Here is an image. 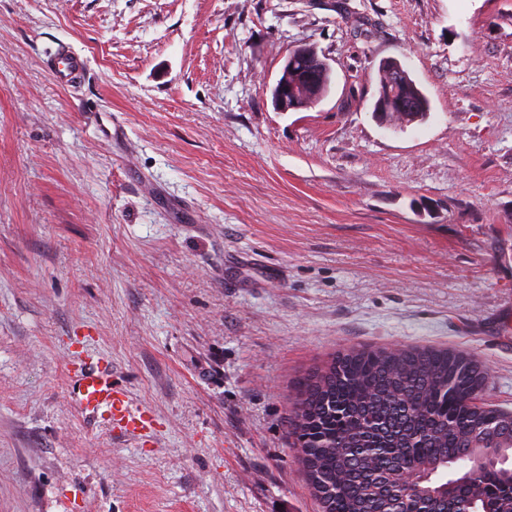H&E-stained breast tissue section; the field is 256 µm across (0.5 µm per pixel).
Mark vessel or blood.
<instances>
[{
    "label": "vessel or blood",
    "mask_w": 512,
    "mask_h": 512,
    "mask_svg": "<svg viewBox=\"0 0 512 512\" xmlns=\"http://www.w3.org/2000/svg\"><path fill=\"white\" fill-rule=\"evenodd\" d=\"M84 57L67 48H59L47 60V66L59 84L76 80L86 68ZM76 377L74 394L82 413L106 420L112 428L130 435H141L150 427L145 411L132 410L123 388L114 386L112 373L104 359L77 357L70 362Z\"/></svg>",
    "instance_id": "b4317fda"
}]
</instances>
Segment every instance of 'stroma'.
Returning a JSON list of instances; mask_svg holds the SVG:
<instances>
[{
	"mask_svg": "<svg viewBox=\"0 0 512 512\" xmlns=\"http://www.w3.org/2000/svg\"><path fill=\"white\" fill-rule=\"evenodd\" d=\"M301 44L331 85L281 112ZM391 346L512 410V0H0V512H319L297 382ZM81 353L151 437L81 413ZM314 57L310 54L308 48L305 45H300L293 49L286 58L285 64L282 68L281 74L278 77L275 85L272 88V95L275 105L283 112L290 110H297L305 106L313 105L318 102L325 93L328 91L329 82L326 83L324 89H322V83L324 76L330 74V67L327 63L324 55L319 54L317 50H314ZM300 66L301 71L305 74L302 76V81L307 83L288 84L294 82V75L289 74V70ZM316 70L321 74L320 88L314 89V92L309 91V85L315 81V77L312 76V71ZM285 73L284 78H282ZM87 60L69 48L61 47L47 59V66L60 85H68L85 70ZM380 72L386 84L383 95L392 98L398 90V85L409 82L408 71L397 60H385L380 64Z\"/></svg>",
	"mask_w": 512,
	"mask_h": 512,
	"instance_id": "35a3bbf8",
	"label": "stroma"
}]
</instances>
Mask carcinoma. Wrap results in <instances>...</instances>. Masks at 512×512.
I'll list each match as a JSON object with an SVG mask.
<instances>
[{
  "label": "carcinoma",
  "instance_id": "obj_1",
  "mask_svg": "<svg viewBox=\"0 0 512 512\" xmlns=\"http://www.w3.org/2000/svg\"><path fill=\"white\" fill-rule=\"evenodd\" d=\"M487 370L436 348L350 349L297 382L289 426L322 512H512V423L478 401ZM497 451L499 467L484 466Z\"/></svg>",
  "mask_w": 512,
  "mask_h": 512
}]
</instances>
